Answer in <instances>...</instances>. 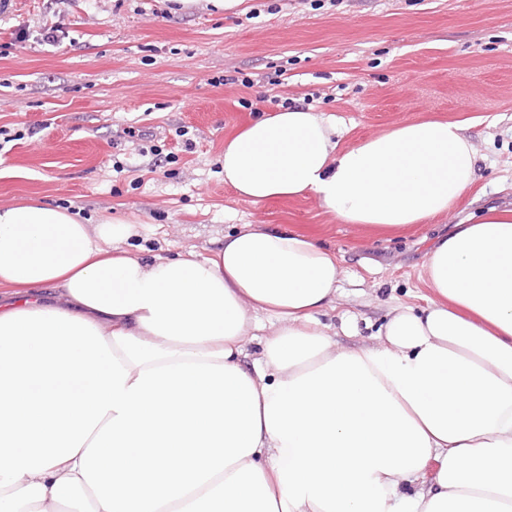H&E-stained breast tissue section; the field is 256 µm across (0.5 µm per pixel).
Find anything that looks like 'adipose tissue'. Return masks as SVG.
<instances>
[{
	"mask_svg": "<svg viewBox=\"0 0 512 512\" xmlns=\"http://www.w3.org/2000/svg\"><path fill=\"white\" fill-rule=\"evenodd\" d=\"M477 161L445 120L343 149L288 109L229 137L223 170L243 201L312 193L386 234L456 205ZM135 232L0 209V512H512V209L434 245L431 304L354 348L319 319L339 266L308 234L146 257Z\"/></svg>",
	"mask_w": 512,
	"mask_h": 512,
	"instance_id": "ef3b65f1",
	"label": "adipose tissue"
}]
</instances>
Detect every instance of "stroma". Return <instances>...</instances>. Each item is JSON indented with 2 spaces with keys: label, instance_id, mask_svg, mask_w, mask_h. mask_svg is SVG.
<instances>
[{
  "label": "stroma",
  "instance_id": "1",
  "mask_svg": "<svg viewBox=\"0 0 512 512\" xmlns=\"http://www.w3.org/2000/svg\"><path fill=\"white\" fill-rule=\"evenodd\" d=\"M47 27L61 30L55 45L40 39ZM239 73L253 87L230 83ZM285 106L336 117L344 148L428 118L458 123L474 182L448 213L384 238L313 194L245 202L224 183V142ZM7 167L28 176L0 179L1 208L35 198L93 223L131 219L133 252L206 256L240 224L306 231L340 270L323 322L354 318L338 343L371 345L393 304L426 306L436 238L460 215L512 209V0H15L0 15Z\"/></svg>",
  "mask_w": 512,
  "mask_h": 512
}]
</instances>
